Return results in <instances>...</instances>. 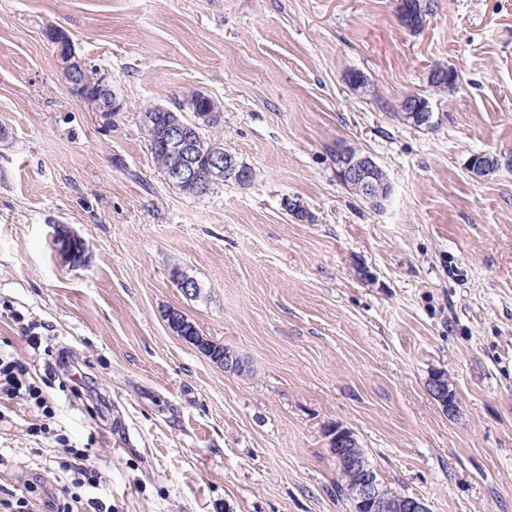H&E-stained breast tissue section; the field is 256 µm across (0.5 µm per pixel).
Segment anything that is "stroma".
<instances>
[{
	"label": "stroma",
	"mask_w": 512,
	"mask_h": 512,
	"mask_svg": "<svg viewBox=\"0 0 512 512\" xmlns=\"http://www.w3.org/2000/svg\"><path fill=\"white\" fill-rule=\"evenodd\" d=\"M397 4L0 0V351L28 363L53 429L97 463L83 497L112 512H351L327 448L339 428L429 512H512V0H431L416 32ZM52 25L109 74L118 111L72 96ZM435 64L462 84L417 129L395 112ZM197 93L221 103L249 187L193 198L165 182L144 110ZM339 142L385 170L381 209L338 180ZM477 153L500 168L474 178ZM60 224L84 263L59 258ZM171 309L250 374L172 335ZM16 311L41 322L40 349ZM436 371L454 415L428 391ZM37 416L0 393V500L32 484L31 512H48L73 475L54 440L29 436Z\"/></svg>",
	"instance_id": "1"
}]
</instances>
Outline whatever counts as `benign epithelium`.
Segmentation results:
<instances>
[{
	"mask_svg": "<svg viewBox=\"0 0 512 512\" xmlns=\"http://www.w3.org/2000/svg\"><path fill=\"white\" fill-rule=\"evenodd\" d=\"M61 67L72 94L82 103H88L98 112H112L119 108L118 93L107 75L96 76L95 87H90L83 78L85 66L77 57L58 49ZM160 145L166 151L182 156V163L167 170L166 180L174 187L189 186L197 191L205 190L208 184L199 182L200 170L196 167L194 141L183 123L173 118L167 122ZM210 162L206 171L209 181L220 178L244 179L242 163L237 157L215 145L209 153ZM336 176L343 182L358 185L365 190L374 183L382 184L386 194H391V184L386 173L367 153L349 146L339 145L334 153ZM432 396L442 405L444 411L453 413L457 407V394L446 376H436L429 384ZM328 448L336 464V470L353 468L359 471V479L349 490L354 504L352 512H428L425 503L418 498L399 497L391 500L383 495L379 481L372 467L358 450L357 438L345 429L329 433Z\"/></svg>",
	"mask_w": 512,
	"mask_h": 512,
	"instance_id": "benign-epithelium-1",
	"label": "benign epithelium"
}]
</instances>
